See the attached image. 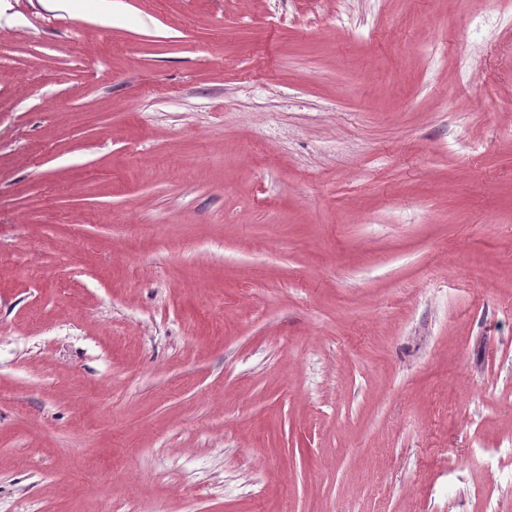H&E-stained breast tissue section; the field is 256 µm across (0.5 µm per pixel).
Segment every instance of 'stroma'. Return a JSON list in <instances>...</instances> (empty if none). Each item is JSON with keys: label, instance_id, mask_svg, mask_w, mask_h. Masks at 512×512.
Wrapping results in <instances>:
<instances>
[{"label": "stroma", "instance_id": "stroma-1", "mask_svg": "<svg viewBox=\"0 0 512 512\" xmlns=\"http://www.w3.org/2000/svg\"><path fill=\"white\" fill-rule=\"evenodd\" d=\"M0 512H512V11L0 0Z\"/></svg>", "mask_w": 512, "mask_h": 512}]
</instances>
